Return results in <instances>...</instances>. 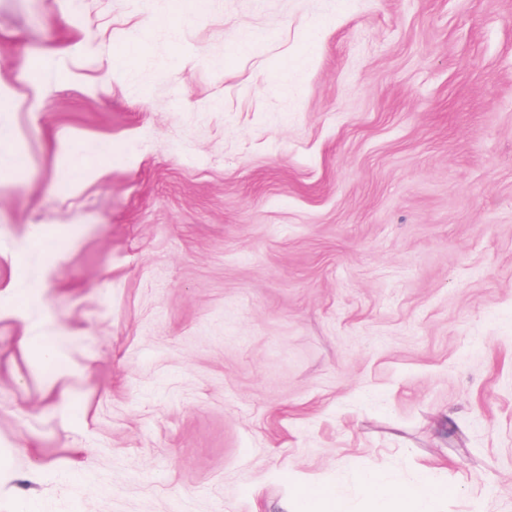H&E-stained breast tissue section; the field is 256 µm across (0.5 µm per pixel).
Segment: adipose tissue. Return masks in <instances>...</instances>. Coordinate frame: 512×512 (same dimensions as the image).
Returning a JSON list of instances; mask_svg holds the SVG:
<instances>
[{"mask_svg": "<svg viewBox=\"0 0 512 512\" xmlns=\"http://www.w3.org/2000/svg\"><path fill=\"white\" fill-rule=\"evenodd\" d=\"M371 512H423L429 503L446 501L450 487L428 482L413 486L390 483L376 474L366 479ZM291 512H344L336 489L329 485L308 484L299 487L291 499Z\"/></svg>", "mask_w": 512, "mask_h": 512, "instance_id": "ef3b65f1", "label": "adipose tissue"}]
</instances>
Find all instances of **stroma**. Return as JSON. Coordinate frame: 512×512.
<instances>
[{
	"instance_id": "35a3bbf8",
	"label": "stroma",
	"mask_w": 512,
	"mask_h": 512,
	"mask_svg": "<svg viewBox=\"0 0 512 512\" xmlns=\"http://www.w3.org/2000/svg\"><path fill=\"white\" fill-rule=\"evenodd\" d=\"M1 103L0 512H512V0H0ZM366 486L372 510L369 512H433L422 509L428 503L448 500L453 493L447 485L422 480L413 486H401L378 477L367 475ZM289 512H343L337 489L331 485L308 484L299 487L291 499Z\"/></svg>"
}]
</instances>
